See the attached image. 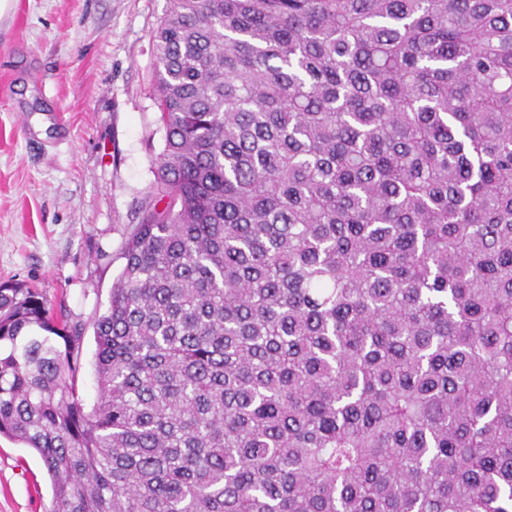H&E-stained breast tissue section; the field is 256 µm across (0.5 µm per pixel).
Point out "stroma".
<instances>
[{
	"instance_id": "35a3bbf8",
	"label": "stroma",
	"mask_w": 512,
	"mask_h": 512,
	"mask_svg": "<svg viewBox=\"0 0 512 512\" xmlns=\"http://www.w3.org/2000/svg\"><path fill=\"white\" fill-rule=\"evenodd\" d=\"M169 0H11L0 15V283L45 294L81 325L86 407L92 324L154 183L163 130L153 34ZM39 455L0 437V512H52Z\"/></svg>"
}]
</instances>
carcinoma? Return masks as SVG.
<instances>
[{"label":"carcinoma","mask_w":512,"mask_h":512,"mask_svg":"<svg viewBox=\"0 0 512 512\" xmlns=\"http://www.w3.org/2000/svg\"><path fill=\"white\" fill-rule=\"evenodd\" d=\"M170 3L97 402L1 285L0 435L53 512H512V0Z\"/></svg>","instance_id":"obj_1"}]
</instances>
